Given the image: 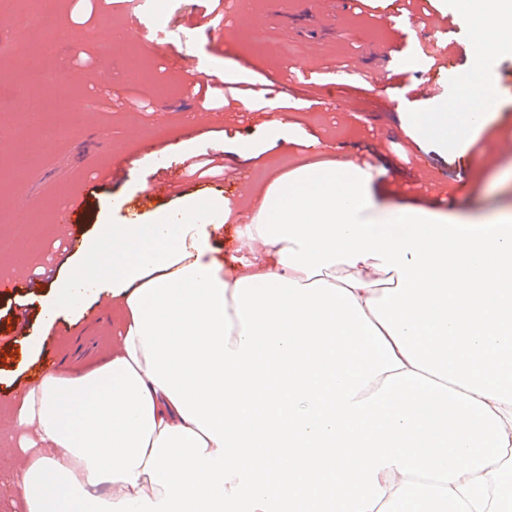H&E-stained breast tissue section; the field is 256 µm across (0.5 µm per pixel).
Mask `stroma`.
Returning <instances> with one entry per match:
<instances>
[{"label": "stroma", "mask_w": 512, "mask_h": 512, "mask_svg": "<svg viewBox=\"0 0 512 512\" xmlns=\"http://www.w3.org/2000/svg\"><path fill=\"white\" fill-rule=\"evenodd\" d=\"M390 3L363 0L359 19L329 21L315 17L308 0H234L231 32H202L187 43V65L215 59L206 82L225 86L226 108L206 112L195 90L186 89L169 71L176 48L144 42L128 22L117 41L99 26L100 12H130L128 0H62L58 25L67 40L45 59L52 79L33 94L80 100L94 123L77 126L72 112L54 108L43 113L40 124L22 131L15 110L0 108V275L30 282L16 291L0 290V405L42 372L41 360L28 348L29 337L39 302L66 254L81 255L100 225L148 222L150 213L177 199V191L164 184L179 175L184 153L212 155L225 137L252 141L260 153L237 162L224 152L233 179L201 180L188 188L203 197L222 192L252 211L258 206L254 188L266 180L270 165L288 171L315 161L379 157L391 170L383 192L389 206L461 220L512 213V86L491 84L494 109L489 118L466 137L449 140L444 151L399 119L403 112L437 111L462 94L475 51L474 20L466 0H413L409 11L415 36L401 49L418 63L404 67L399 77L390 70L392 57L401 50L392 40L398 17ZM439 17L447 22L448 37L458 51L437 68L425 49L432 39L427 23ZM244 36L264 47V57L237 53V41ZM1 37L13 38L15 52L0 72V83L22 88L20 75L38 36L25 30L17 0H0ZM241 81L261 83L268 99L280 100L288 139L269 134L265 112L231 110L232 102L250 97L238 89ZM432 85L438 93H429ZM324 86L333 87L340 110L330 111L317 101ZM141 99L151 101V111L137 109ZM58 125L72 127V134L53 138L50 130ZM489 143L498 146L492 160L472 168L465 183H457L456 167ZM112 154L135 157L134 168L87 200L83 223L62 224L61 200L74 195L88 165H104ZM149 181L159 190L144 204L140 190ZM111 313V298H103L77 326L60 323L50 330L44 349L53 351L62 368L106 357L117 327L101 326L100 319ZM13 433L10 419L0 413V512H23L13 490L12 471L20 453Z\"/></svg>", "instance_id": "1"}]
</instances>
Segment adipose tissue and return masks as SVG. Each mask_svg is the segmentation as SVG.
<instances>
[{
    "label": "adipose tissue",
    "mask_w": 512,
    "mask_h": 512,
    "mask_svg": "<svg viewBox=\"0 0 512 512\" xmlns=\"http://www.w3.org/2000/svg\"><path fill=\"white\" fill-rule=\"evenodd\" d=\"M469 5L482 54L512 0ZM483 118L410 121L444 148ZM387 178L273 174L226 260L214 231L237 205L219 193L104 225L111 253L90 247L40 324L108 295L117 343L18 393L25 512H512V218L393 209Z\"/></svg>",
    "instance_id": "adipose-tissue-1"
}]
</instances>
